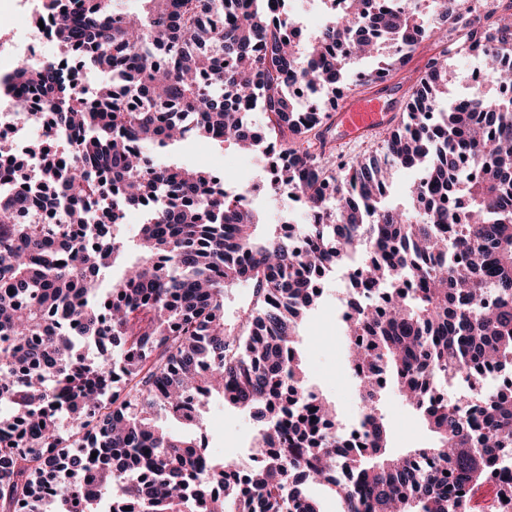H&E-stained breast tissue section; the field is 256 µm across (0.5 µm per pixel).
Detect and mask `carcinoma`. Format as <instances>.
Returning a JSON list of instances; mask_svg holds the SVG:
<instances>
[{"label":"carcinoma","mask_w":512,"mask_h":512,"mask_svg":"<svg viewBox=\"0 0 512 512\" xmlns=\"http://www.w3.org/2000/svg\"><path fill=\"white\" fill-rule=\"evenodd\" d=\"M338 1L334 17L296 46L287 0L276 17L267 0H144L142 13L123 20L104 0L75 11L69 0H43L57 48L112 85L80 92L54 60L24 61L4 81L45 101L38 111L17 102L19 118L43 134L12 168L56 147L68 159L48 163L24 192L0 188V403L8 408L0 429L23 426L18 442L0 446V512L20 502L28 512H94L104 497L112 512H192L215 484L224 498L212 512L289 504L321 512L303 489L310 483L328 486L347 512H471L470 497L454 488L480 489L512 454V387L488 390L476 378L458 397L439 398L467 371L512 369V0H403L378 14L368 0H328ZM341 40L347 59L333 53ZM426 40L445 49L427 58L379 156L338 169L333 154L299 146L323 138L328 111L305 110L290 86L316 102L343 94L358 55L380 52L374 73L388 74ZM480 42L491 50L495 95L483 83L441 107L448 60ZM250 104L266 115L262 133L241 111ZM189 137L247 150L276 138L293 157L281 176L328 223L301 225L302 251L278 230L259 236L260 212L243 208L214 173L158 161ZM465 154L473 176L458 167ZM401 167L418 179L395 204L390 185ZM315 170L334 189L328 200ZM47 189L61 224L35 217ZM450 194L468 210L451 233ZM95 206L112 222L91 223ZM130 208L147 215L131 246L119 232ZM349 260L365 288L419 284L387 314L364 309L346 323L350 362L368 393L356 424L367 428L370 451L355 453L316 434L333 408L306 384L294 351L298 325L318 302L315 273ZM117 265L119 299L110 303L100 277ZM241 283L256 294L242 332L224 316L227 290ZM271 290L281 304L265 302ZM82 343L117 351L94 362L77 354ZM381 375L428 426L431 444L388 451ZM197 385L205 394L188 411L183 394ZM214 396L254 413L257 441L275 449L252 495L228 481L225 462L196 471L197 439L158 424L163 413L198 425ZM336 458L342 481L327 475Z\"/></svg>","instance_id":"carcinoma-1"}]
</instances>
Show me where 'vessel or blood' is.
Masks as SVG:
<instances>
[{
	"label": "vessel or blood",
	"mask_w": 512,
	"mask_h": 512,
	"mask_svg": "<svg viewBox=\"0 0 512 512\" xmlns=\"http://www.w3.org/2000/svg\"><path fill=\"white\" fill-rule=\"evenodd\" d=\"M403 96V90L393 81L366 80L343 96L328 122L342 128L349 139L372 138L392 122V107Z\"/></svg>",
	"instance_id": "1"
}]
</instances>
